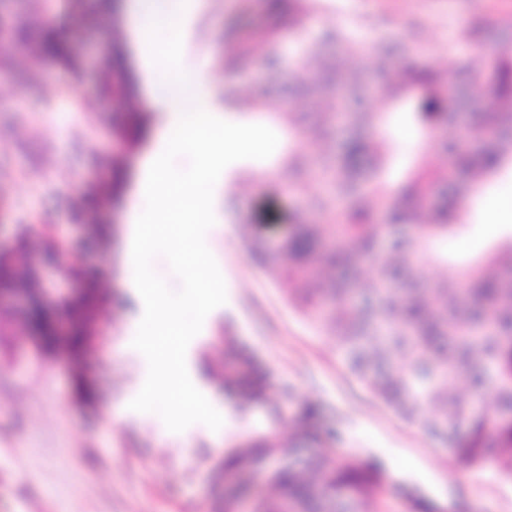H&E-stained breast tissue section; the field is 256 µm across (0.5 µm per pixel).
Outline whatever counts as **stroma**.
I'll return each mask as SVG.
<instances>
[{"label":"stroma","mask_w":512,"mask_h":512,"mask_svg":"<svg viewBox=\"0 0 512 512\" xmlns=\"http://www.w3.org/2000/svg\"><path fill=\"white\" fill-rule=\"evenodd\" d=\"M312 35L327 23L368 32L381 22L392 43L407 26L431 29L428 60L449 41L461 53L471 44L459 33L477 12L511 16L512 0H321ZM130 0H70L65 51L87 58V69L67 72L59 62L0 57V240L27 272L36 274L56 319L65 321L77 291L94 286L107 316L94 331L96 346L73 360L66 348L46 351L32 336L25 310L0 304V512H209L211 468L223 436L244 443L287 436L305 407L312 423L342 457L370 462L387 478L381 512H409L411 499L431 512H512V479L492 465L457 462L447 448L381 404L351 376L332 342L290 306L244 247L240 219L281 236L304 196L284 190L271 174L288 150V130L264 113L225 109L228 80L250 83L257 94L287 99L288 59L277 69L254 64L225 73L224 42L236 28L261 18L259 0H196L181 20L182 68L208 55L215 77L217 115L273 126L279 142L265 160H241L222 172L213 195L214 225L205 242L226 285L225 304L205 319L186 353L194 385L209 394L223 417L220 430L201 423L174 433L153 412L130 410L148 372L132 346L143 317L124 263L127 212L143 167L164 126L148 103L149 86L126 31ZM56 0H0L10 28L36 29L55 17ZM124 48L130 91L110 106L112 48ZM263 178V190L230 201L239 171ZM512 201V169L489 178L465 208L464 229L439 240L448 270L512 236V223L489 232L486 207ZM248 351L267 372L274 400L240 408L216 377L232 370L228 347Z\"/></svg>","instance_id":"35a3bbf8"}]
</instances>
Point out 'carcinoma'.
I'll use <instances>...</instances> for the list:
<instances>
[{"instance_id": "cac0c4a2", "label": "carcinoma", "mask_w": 512, "mask_h": 512, "mask_svg": "<svg viewBox=\"0 0 512 512\" xmlns=\"http://www.w3.org/2000/svg\"><path fill=\"white\" fill-rule=\"evenodd\" d=\"M317 0H266L265 49L254 51L249 29L229 43L224 69L249 62L269 65L279 59L278 35L300 46L288 66V111L275 100L259 98L248 84L227 95L234 111H267L288 126V153L273 171L285 188L303 192L308 173L305 150L324 179V191L295 214L294 231L275 246L241 221L244 245L260 261L288 303L316 321L330 336L348 371L373 396L423 433L440 439L453 457L471 465L491 464L512 479V239L469 261L448 277V256L434 243L459 227L471 193L512 164V19L474 14L459 40L477 46L491 40L503 52L489 63L481 52L461 54L444 48L434 65L422 63L419 50L426 26H414L396 60L384 36L372 44L380 81L378 101L368 102V73L351 63L358 34L336 26L324 37L306 33ZM336 52L326 51V41ZM50 58L61 52L56 29L43 33ZM490 73L489 111L470 100L480 77ZM406 112L420 140L402 178L392 182L397 158L389 135L393 111ZM466 146L453 134L459 115ZM440 148L453 161L459 179L432 167L427 152ZM427 265L441 269L430 284ZM75 320L66 342L74 351L88 343L84 312L70 307ZM30 329L52 345V304L31 302ZM236 371L224 375L240 402L273 398V387L254 358L235 354ZM305 411L288 441L256 438L243 448H228L217 459V479L232 477L215 512H234L248 499L255 512H380L384 475L349 461L323 441ZM316 444L305 464L283 463L258 478L269 449L292 448V441Z\"/></svg>"}]
</instances>
